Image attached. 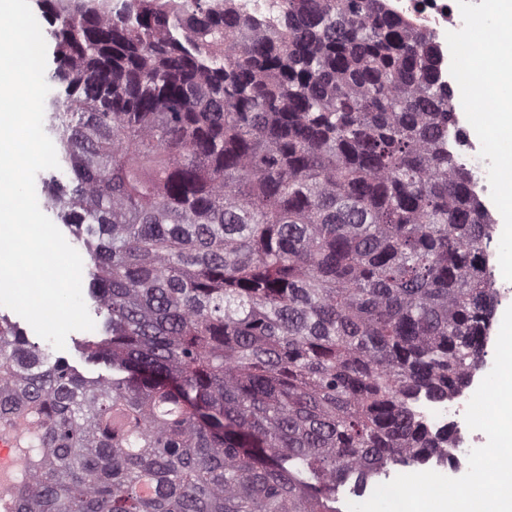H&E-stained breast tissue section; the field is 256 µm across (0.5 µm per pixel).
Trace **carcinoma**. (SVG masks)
Instances as JSON below:
<instances>
[{"label":"carcinoma","mask_w":512,"mask_h":512,"mask_svg":"<svg viewBox=\"0 0 512 512\" xmlns=\"http://www.w3.org/2000/svg\"><path fill=\"white\" fill-rule=\"evenodd\" d=\"M91 255L87 379L0 318V419L33 410L15 512H336L430 452L467 387L495 232L441 145L437 47L387 0H39Z\"/></svg>","instance_id":"carcinoma-1"}]
</instances>
